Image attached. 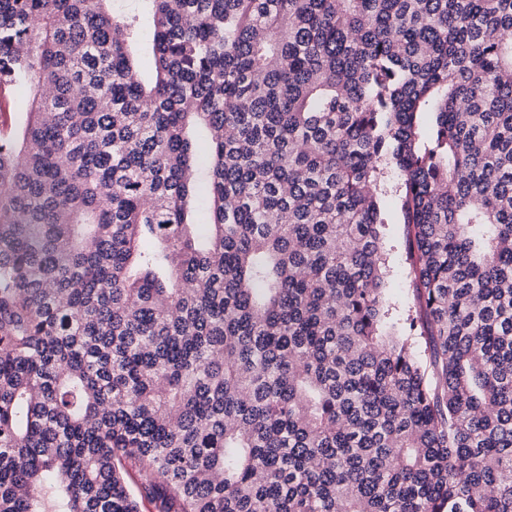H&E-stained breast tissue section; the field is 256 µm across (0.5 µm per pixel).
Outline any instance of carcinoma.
<instances>
[{
	"label": "carcinoma",
	"mask_w": 512,
	"mask_h": 512,
	"mask_svg": "<svg viewBox=\"0 0 512 512\" xmlns=\"http://www.w3.org/2000/svg\"><path fill=\"white\" fill-rule=\"evenodd\" d=\"M110 2L0 0V512H512V0ZM387 220L381 224V233L385 243L388 274L385 279L386 295L393 309L397 322L402 323L412 301L408 270L404 263L403 231L404 224H399L395 205L391 200L385 204Z\"/></svg>",
	"instance_id": "carcinoma-1"
}]
</instances>
